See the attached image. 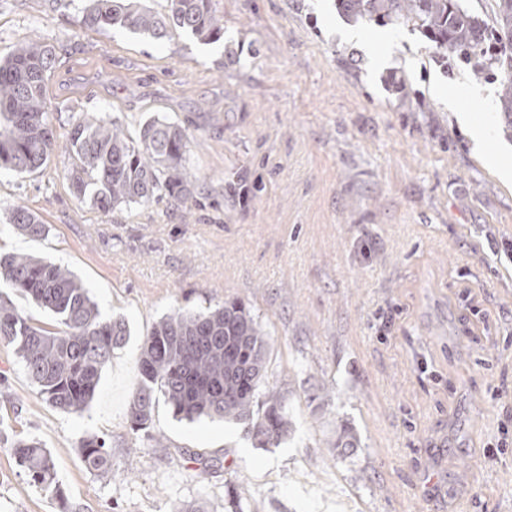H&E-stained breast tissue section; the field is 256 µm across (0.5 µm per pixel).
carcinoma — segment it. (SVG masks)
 I'll return each instance as SVG.
<instances>
[{"instance_id": "cac0c4a2", "label": "carcinoma", "mask_w": 512, "mask_h": 512, "mask_svg": "<svg viewBox=\"0 0 512 512\" xmlns=\"http://www.w3.org/2000/svg\"><path fill=\"white\" fill-rule=\"evenodd\" d=\"M350 19L387 24L410 22L434 44L442 62L472 65L474 74L502 71L499 109L512 129V13L495 0L493 15L470 10L463 0H336ZM88 29L118 27L151 40L172 29L190 33L204 44L224 39V20L211 0H168L164 13L142 0H89L77 19ZM56 49L28 41L0 61V169L31 174L44 168L55 150L48 120L45 87ZM191 139L177 121L145 122L131 139L115 119L83 117L71 125L66 177L77 198L92 196L101 209L166 201L184 203L195 196L187 171ZM10 224L20 233L42 237L47 232L35 213L13 209ZM0 278L48 310L52 328L32 322L0 299V340L16 346L30 379L51 407L82 411L99 384L112 351L128 336L121 319H104L89 290L64 267L44 260L0 252ZM268 342L251 309L240 300L212 310L181 308L160 320L146 336L138 361L140 379L129 403L131 429L148 431L159 400L174 416L234 420L263 447H276L288 435V417L276 396L257 402L266 378ZM358 447L347 428L337 433L336 450L346 455ZM13 455L33 484L52 491L62 512L71 505L57 485L51 452L33 439H19ZM84 467L91 473L112 470L105 442L89 437L80 445Z\"/></svg>"}]
</instances>
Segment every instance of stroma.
I'll use <instances>...</instances> for the list:
<instances>
[{
	"mask_svg": "<svg viewBox=\"0 0 512 512\" xmlns=\"http://www.w3.org/2000/svg\"><path fill=\"white\" fill-rule=\"evenodd\" d=\"M224 40L158 42L81 29L85 0H0V60L55 45L46 83L56 139L46 168L0 169V250L68 268L125 345L79 413L50 407L14 345L0 342V512H59L11 447L37 440L77 512H512V140L500 76L442 67L409 23L348 24L335 0H212ZM412 95L399 100L392 82ZM478 87L498 166L441 91ZM114 118L128 136L169 118L193 136L187 203L109 211L66 178L71 124ZM25 207L38 239L9 221ZM244 301L267 335L260 398L285 399L292 429L263 448L243 425L189 422L159 404L152 434L129 402L145 336L182 307ZM359 446L347 457L336 432ZM105 439L112 470L79 445ZM10 223L18 232L30 237H42L48 231L46 224H41L37 215L24 207L13 209ZM80 456L84 467L91 473L105 474L112 470V455L105 442L89 437L80 445Z\"/></svg>",
	"mask_w": 512,
	"mask_h": 512,
	"instance_id": "stroma-1",
	"label": "stroma"
}]
</instances>
